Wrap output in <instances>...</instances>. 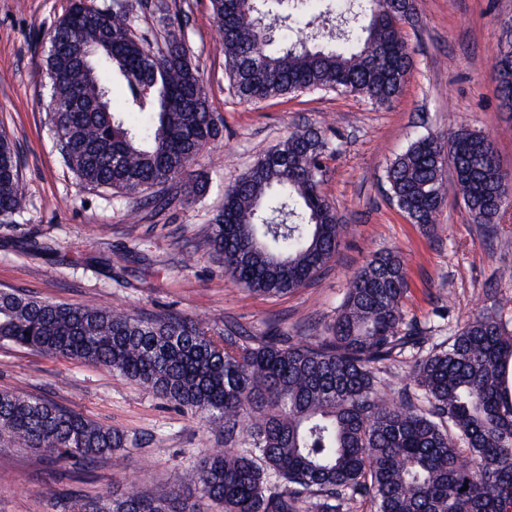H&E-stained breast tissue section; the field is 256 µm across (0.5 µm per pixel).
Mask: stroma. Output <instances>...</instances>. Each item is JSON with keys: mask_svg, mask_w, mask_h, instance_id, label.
Wrapping results in <instances>:
<instances>
[{"mask_svg": "<svg viewBox=\"0 0 512 512\" xmlns=\"http://www.w3.org/2000/svg\"><path fill=\"white\" fill-rule=\"evenodd\" d=\"M189 3L187 37L224 137L179 177L183 184L207 179L206 194L153 214L79 184L54 147L39 66L44 34L69 0H0V130L17 144L28 201L24 213L0 225V290L74 306L94 302L147 315L231 319L256 333L276 323L309 341L332 321L355 273L373 255L396 252L405 263V321L428 336V348L447 347L478 313L512 326V206L489 237L455 196L426 230L386 193V170L411 142L460 126L489 134L512 176V112L501 109L493 78L512 0H417L416 20L403 29L413 69L386 106L351 93L308 90L240 101L225 73L210 0ZM304 125L325 130L332 142L321 189L349 231L318 279L269 297L249 291L210 255L209 219L225 186ZM32 237L44 251L27 249ZM136 247L143 259L116 263L118 251ZM62 376L67 386H59ZM1 389L54 400L125 431L122 459H106L80 483L89 496L112 487L191 489L196 458L224 445L198 418L125 377L10 344H0ZM65 467L41 450L0 447V472L11 476L0 482V512H53L49 500L60 487L47 472Z\"/></svg>", "mask_w": 512, "mask_h": 512, "instance_id": "1", "label": "stroma"}]
</instances>
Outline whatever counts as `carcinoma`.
I'll return each mask as SVG.
<instances>
[{
	"label": "carcinoma",
	"instance_id": "carcinoma-1",
	"mask_svg": "<svg viewBox=\"0 0 512 512\" xmlns=\"http://www.w3.org/2000/svg\"><path fill=\"white\" fill-rule=\"evenodd\" d=\"M236 96L250 103L304 90L354 93L386 105L413 66L402 33L417 0H352L348 30L326 41L272 40L265 15L281 0H210ZM175 0H70L46 32L47 119L66 168L83 186L137 198L159 213L204 195L170 192L203 148L222 138ZM512 111V28L494 73ZM119 81L130 126L112 108ZM322 132L298 128L224 188L206 240L225 271L277 297L325 272L347 226L321 192ZM472 223L492 234L509 199L493 139L461 127L422 137L388 167L390 199L413 224L437 223L445 169ZM27 209L13 140L0 132V218ZM402 258L374 256L353 277L332 323L309 343L271 324L254 333L206 317L138 315L0 291V342L102 367L224 432L202 453L196 495L176 487L58 495L61 512H512V331L478 314L446 349L414 360L400 402L378 389L390 360L423 346L402 328ZM43 449L83 482L118 458L125 432L57 403L0 391V446Z\"/></svg>",
	"mask_w": 512,
	"mask_h": 512
}]
</instances>
